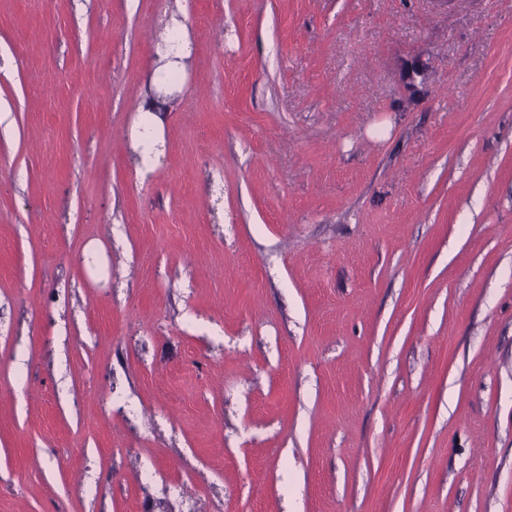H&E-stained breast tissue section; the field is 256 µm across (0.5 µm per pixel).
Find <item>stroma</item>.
<instances>
[{
    "instance_id": "35a3bbf8",
    "label": "stroma",
    "mask_w": 512,
    "mask_h": 512,
    "mask_svg": "<svg viewBox=\"0 0 512 512\" xmlns=\"http://www.w3.org/2000/svg\"><path fill=\"white\" fill-rule=\"evenodd\" d=\"M0 105V512H512V0H0ZM145 131L137 128L135 134L139 138L142 149H141V167L144 169H151L156 162L157 150L156 144H158L156 134L148 127H144Z\"/></svg>"
}]
</instances>
